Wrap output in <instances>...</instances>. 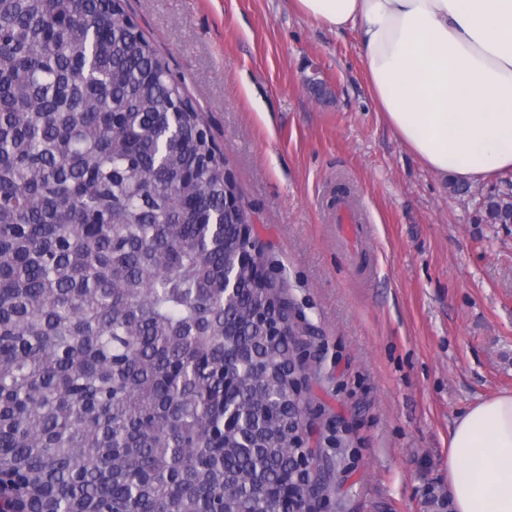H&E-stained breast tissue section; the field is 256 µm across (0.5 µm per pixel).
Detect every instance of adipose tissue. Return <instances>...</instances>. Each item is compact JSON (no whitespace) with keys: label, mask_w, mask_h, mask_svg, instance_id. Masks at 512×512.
<instances>
[{"label":"adipose tissue","mask_w":512,"mask_h":512,"mask_svg":"<svg viewBox=\"0 0 512 512\" xmlns=\"http://www.w3.org/2000/svg\"><path fill=\"white\" fill-rule=\"evenodd\" d=\"M353 29L369 90L396 138L461 183L512 170V0H292ZM455 512H512V393L483 400L449 436Z\"/></svg>","instance_id":"adipose-tissue-1"}]
</instances>
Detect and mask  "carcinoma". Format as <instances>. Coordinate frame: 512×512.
I'll return each instance as SVG.
<instances>
[{
    "mask_svg": "<svg viewBox=\"0 0 512 512\" xmlns=\"http://www.w3.org/2000/svg\"><path fill=\"white\" fill-rule=\"evenodd\" d=\"M484 220L512 224V189ZM250 212L114 0H0V503L292 512L295 342L237 264ZM236 282L225 297L224 280Z\"/></svg>",
    "mask_w": 512,
    "mask_h": 512,
    "instance_id": "cac0c4a2",
    "label": "carcinoma"
}]
</instances>
